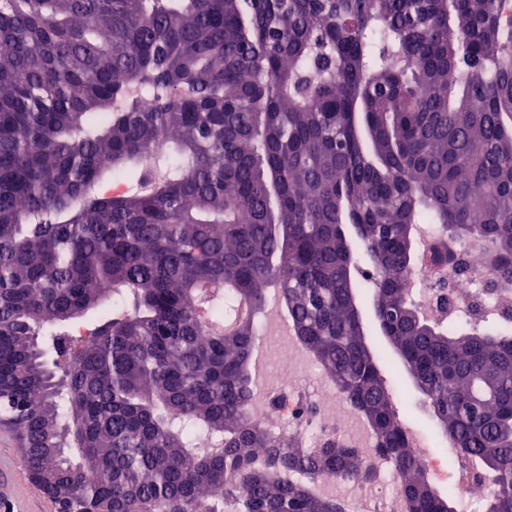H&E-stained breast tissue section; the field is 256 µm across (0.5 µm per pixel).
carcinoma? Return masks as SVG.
Returning <instances> with one entry per match:
<instances>
[{"mask_svg": "<svg viewBox=\"0 0 512 512\" xmlns=\"http://www.w3.org/2000/svg\"><path fill=\"white\" fill-rule=\"evenodd\" d=\"M505 2L0 0V418L68 512H346L312 484L369 478L362 453L248 417L271 287L407 512H454L364 341L362 255L382 335L512 512V329L428 327L408 288L426 223L512 284Z\"/></svg>", "mask_w": 512, "mask_h": 512, "instance_id": "obj_1", "label": "carcinoma"}]
</instances>
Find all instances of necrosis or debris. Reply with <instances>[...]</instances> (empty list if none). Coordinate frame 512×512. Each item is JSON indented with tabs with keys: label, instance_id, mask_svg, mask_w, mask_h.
Here are the masks:
<instances>
[{
	"label": "necrosis or debris",
	"instance_id": "obj_1",
	"mask_svg": "<svg viewBox=\"0 0 512 512\" xmlns=\"http://www.w3.org/2000/svg\"><path fill=\"white\" fill-rule=\"evenodd\" d=\"M448 238L442 225L420 227L412 281L413 297L421 307L448 323L471 313L477 304L486 310L512 308V288H487L489 270L477 251L462 241L455 252H448ZM260 339V368L251 383L249 402L253 420L306 448L330 440L369 453L372 478H323L314 485L316 493L344 502L348 512H406L392 465L371 453L375 440L366 420L330 380L316 372L280 310L267 311ZM305 377L312 381L310 395L292 396L293 387ZM406 434L417 465L447 488L454 502L462 507L486 503L490 486L471 474L466 456L455 450L436 452L429 434L415 425H407Z\"/></svg>",
	"mask_w": 512,
	"mask_h": 512
}]
</instances>
